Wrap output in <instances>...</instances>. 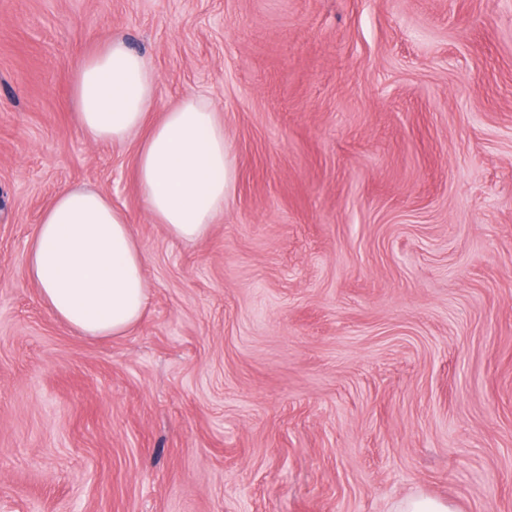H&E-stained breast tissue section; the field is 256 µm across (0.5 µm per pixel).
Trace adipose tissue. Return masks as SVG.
Returning <instances> with one entry per match:
<instances>
[{"instance_id":"obj_1","label":"adipose tissue","mask_w":512,"mask_h":512,"mask_svg":"<svg viewBox=\"0 0 512 512\" xmlns=\"http://www.w3.org/2000/svg\"><path fill=\"white\" fill-rule=\"evenodd\" d=\"M157 90L151 62L119 35L73 73V105L85 133L112 145L139 137L135 175L152 219L172 237L200 240L223 218L235 189L224 124L211 105L187 95L147 125ZM26 264L43 304L82 335H122L144 314V251L127 215L102 193H59L40 218Z\"/></svg>"}]
</instances>
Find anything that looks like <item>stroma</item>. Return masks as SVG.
Masks as SVG:
<instances>
[{
	"label": "stroma",
	"mask_w": 512,
	"mask_h": 512,
	"mask_svg": "<svg viewBox=\"0 0 512 512\" xmlns=\"http://www.w3.org/2000/svg\"><path fill=\"white\" fill-rule=\"evenodd\" d=\"M120 33L224 123L236 189L155 223L75 64ZM124 210L123 336L42 304L45 206ZM512 512V0H0V512ZM393 512H454L447 500L417 494L402 500Z\"/></svg>",
	"instance_id": "stroma-1"
}]
</instances>
